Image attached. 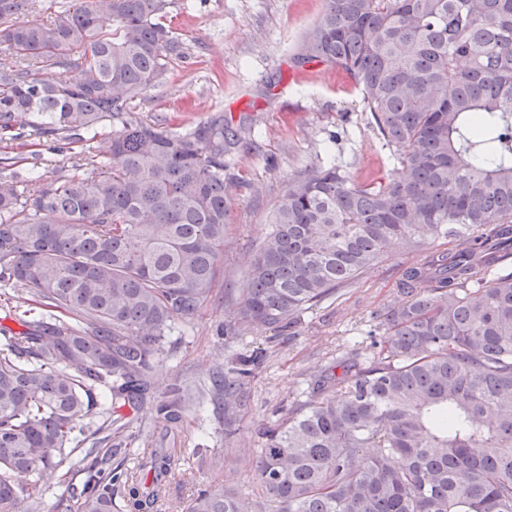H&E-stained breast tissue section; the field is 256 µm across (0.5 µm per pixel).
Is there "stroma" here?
I'll return each instance as SVG.
<instances>
[{"label":"stroma","instance_id":"stroma-1","mask_svg":"<svg viewBox=\"0 0 512 512\" xmlns=\"http://www.w3.org/2000/svg\"><path fill=\"white\" fill-rule=\"evenodd\" d=\"M323 10L324 0H173L165 23L183 43L185 56L171 62L164 86L132 104L133 116L174 132L191 129L212 112L223 113L231 128L245 124L252 130L225 160L224 174L233 183L231 222L210 297L193 316L176 318L151 376L155 397L177 379L192 389L175 448L178 468L194 471L196 479L169 484L167 498L177 512L202 484L256 489L248 452L260 447L259 431L283 416L339 351L370 343L379 312L397 298L400 267L415 259L392 252L359 281L304 313L295 328L272 335L246 331L230 339L217 331L235 315L274 207L299 172L331 158L360 181L394 177L400 170L369 126L354 83L323 64L299 66L293 60ZM8 154L24 156L25 162L0 169V176L15 175L24 183L68 162L52 140L35 135L13 143ZM256 349L263 357L240 415L244 440L228 442L213 411L211 377L230 358Z\"/></svg>","mask_w":512,"mask_h":512}]
</instances>
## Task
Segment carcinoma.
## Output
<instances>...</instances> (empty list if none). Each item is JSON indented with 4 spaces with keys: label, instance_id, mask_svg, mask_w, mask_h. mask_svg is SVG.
Returning a JSON list of instances; mask_svg holds the SVG:
<instances>
[{
    "label": "carcinoma",
    "instance_id": "carcinoma-1",
    "mask_svg": "<svg viewBox=\"0 0 512 512\" xmlns=\"http://www.w3.org/2000/svg\"><path fill=\"white\" fill-rule=\"evenodd\" d=\"M170 6L0 0V142L28 132L73 159L24 186L0 178V282L28 294L5 300L23 329L0 344V512H41L55 472L81 475L77 512H166L170 481L195 480L161 440L126 466L110 445L124 415L99 447L81 439L102 391L143 409L172 321L208 299L224 253V155L241 134L222 112L183 133L130 112L185 56ZM38 9L50 19L22 21ZM295 61L348 75L404 175L322 165L289 182L223 335L291 328L392 250L428 254L403 270L375 350L340 353L341 375H315L259 433L261 493L209 484L185 512H512V0H326ZM260 357L224 370L227 441ZM151 408L181 425L185 389Z\"/></svg>",
    "mask_w": 512,
    "mask_h": 512
}]
</instances>
